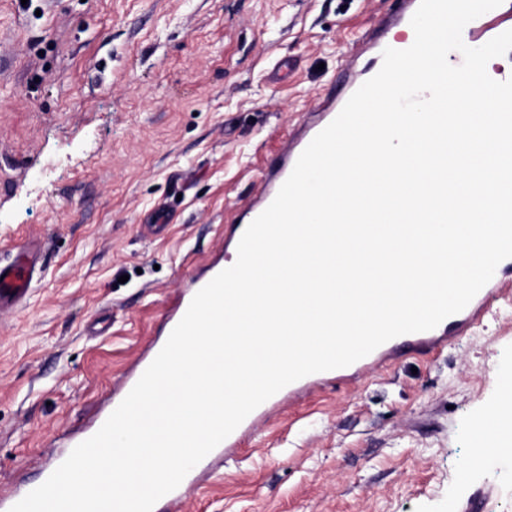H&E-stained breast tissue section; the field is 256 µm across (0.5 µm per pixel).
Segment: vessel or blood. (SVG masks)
I'll return each mask as SVG.
<instances>
[{
	"mask_svg": "<svg viewBox=\"0 0 512 512\" xmlns=\"http://www.w3.org/2000/svg\"><path fill=\"white\" fill-rule=\"evenodd\" d=\"M419 2L420 0H403V8L399 13L382 20L378 31L369 35L363 45L364 52L371 55L369 62L361 67L356 60L348 61L342 97H332L322 102L318 110L313 112L311 120L295 130L281 144L274 160L267 168L262 188L236 210L230 221L232 243H239L248 225L270 205L290 175L301 152L339 114L347 97L379 71L382 65V52L385 48L382 40L384 32L393 28L408 27ZM509 26L512 27V15L493 10L480 16L479 20L468 23L464 32L470 36L487 39L499 29ZM224 268L225 263L220 259L206 263L204 273L192 281L188 292L177 298L167 317V328L171 329L177 325L185 314L194 293L208 284ZM32 279V271L26 265L0 266V312L4 311L7 305L19 301L27 294ZM511 288L500 280L489 281L461 312L446 318L436 328L417 333L405 340L393 338L350 366L311 374L287 385L251 412L238 428L212 451V458L233 457L239 447L242 434L265 426L278 416L285 405H297L311 396L358 379L365 374L388 370L394 365L396 358L400 357L402 348H409L412 353L423 356L434 354L445 348L449 335L467 334L474 327L487 304ZM194 484V474H187L182 485L156 503L153 512H183L186 490Z\"/></svg>",
	"mask_w": 512,
	"mask_h": 512,
	"instance_id": "b4317fda",
	"label": "vessel or blood"
}]
</instances>
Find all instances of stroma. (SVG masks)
<instances>
[{
	"instance_id": "stroma-1",
	"label": "stroma",
	"mask_w": 512,
	"mask_h": 512,
	"mask_svg": "<svg viewBox=\"0 0 512 512\" xmlns=\"http://www.w3.org/2000/svg\"><path fill=\"white\" fill-rule=\"evenodd\" d=\"M402 0H0V261L44 239L0 317V492L106 411L221 249L224 217ZM512 296L432 356L330 390L203 467L188 512H512L502 407ZM512 434V410L493 411L478 427V438L483 439V444L475 448L474 458L482 456V449L489 444L497 442L505 435Z\"/></svg>"
}]
</instances>
